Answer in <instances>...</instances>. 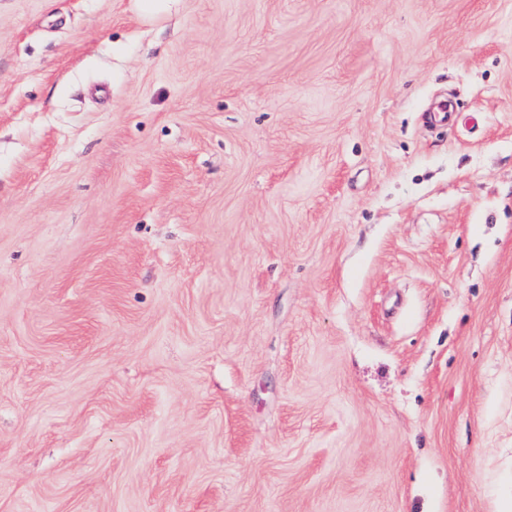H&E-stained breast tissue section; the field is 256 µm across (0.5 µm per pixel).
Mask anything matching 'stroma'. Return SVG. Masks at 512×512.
Wrapping results in <instances>:
<instances>
[{
    "label": "stroma",
    "instance_id": "35a3bbf8",
    "mask_svg": "<svg viewBox=\"0 0 512 512\" xmlns=\"http://www.w3.org/2000/svg\"><path fill=\"white\" fill-rule=\"evenodd\" d=\"M509 501L512 0H0V512Z\"/></svg>",
    "mask_w": 512,
    "mask_h": 512
}]
</instances>
